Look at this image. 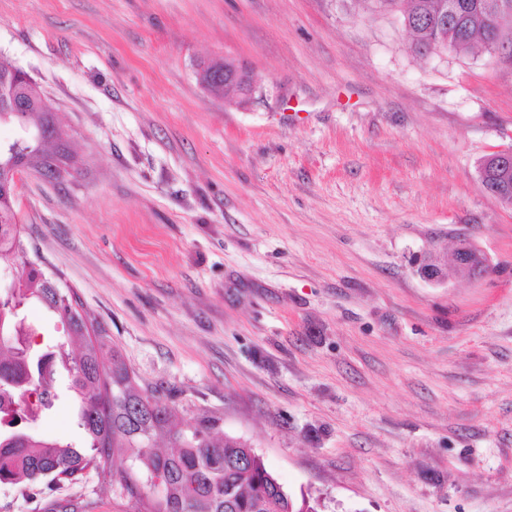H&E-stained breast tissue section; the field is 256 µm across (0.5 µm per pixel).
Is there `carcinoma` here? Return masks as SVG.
<instances>
[{"instance_id":"1","label":"carcinoma","mask_w":512,"mask_h":512,"mask_svg":"<svg viewBox=\"0 0 512 512\" xmlns=\"http://www.w3.org/2000/svg\"><path fill=\"white\" fill-rule=\"evenodd\" d=\"M372 12L400 14L420 57L447 49L468 54L495 35L486 21L494 0H362ZM457 22L436 30L449 4ZM427 47L422 52L421 47ZM0 56V82L26 103L8 120L24 136L0 144V177L14 167L47 179L69 160L62 137L38 86ZM17 222L15 195L0 191V268L17 272L0 294V485L18 486L43 500L44 512H79L72 501L52 497L54 487L80 480L93 469L136 512H319L318 500L284 490L263 457L240 437L219 431V419L203 416L185 425L157 389L142 388L104 329L94 325L77 294L27 258ZM42 305L57 318L75 348L37 346L22 312ZM63 397L76 401L84 446L17 428L48 416Z\"/></svg>"}]
</instances>
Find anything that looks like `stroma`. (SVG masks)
<instances>
[{
  "label": "stroma",
  "mask_w": 512,
  "mask_h": 512,
  "mask_svg": "<svg viewBox=\"0 0 512 512\" xmlns=\"http://www.w3.org/2000/svg\"><path fill=\"white\" fill-rule=\"evenodd\" d=\"M409 42L361 0H0L70 154L23 174V241L142 386L321 512H512V207L478 174L512 59ZM224 59L248 102L204 87ZM55 494L136 509L92 471ZM456 269L469 279H481L489 267L484 257L467 243H461L454 254Z\"/></svg>",
  "instance_id": "obj_1"
}]
</instances>
